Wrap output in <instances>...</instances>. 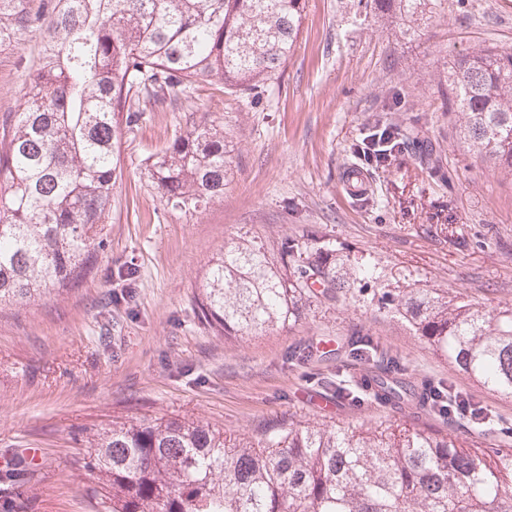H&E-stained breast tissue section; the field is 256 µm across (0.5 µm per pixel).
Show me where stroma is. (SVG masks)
Returning <instances> with one entry per match:
<instances>
[{
	"label": "stroma",
	"mask_w": 512,
	"mask_h": 512,
	"mask_svg": "<svg viewBox=\"0 0 512 512\" xmlns=\"http://www.w3.org/2000/svg\"><path fill=\"white\" fill-rule=\"evenodd\" d=\"M477 42L512 48V0H439L414 35L358 0H305L298 43L260 101L203 87L172 106L144 102L119 143L118 206L92 274L0 311V512H96L83 437L131 419L186 418L238 440L308 422L420 429L472 452L512 450V400L382 301L417 283L487 311L512 306V180L458 142L443 108L449 66ZM39 52L36 36L0 49V119L22 110L18 61ZM205 117L224 124L234 176L223 198L185 213L165 205L145 160ZM378 124L411 145L382 167L356 152ZM351 165L366 183L356 200L342 189ZM239 238L273 259L288 241H330L377 278L306 302L297 324L227 336L197 300ZM363 336L377 352L360 359ZM376 382L396 400L374 399ZM442 383L478 402L484 422L429 410L425 392Z\"/></svg>",
	"instance_id": "35a3bbf8"
}]
</instances>
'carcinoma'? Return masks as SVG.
<instances>
[{
    "label": "carcinoma",
    "mask_w": 512,
    "mask_h": 512,
    "mask_svg": "<svg viewBox=\"0 0 512 512\" xmlns=\"http://www.w3.org/2000/svg\"><path fill=\"white\" fill-rule=\"evenodd\" d=\"M305 0H0V34L41 39L26 103L0 135V307L78 284L117 208L121 130L140 101L174 104L198 84L260 99L300 33ZM436 0H385L415 31ZM448 111L481 158L512 175V50L474 44L448 70ZM224 126L192 123L154 156L152 184L175 208L224 196ZM296 259L286 274L288 259ZM368 275L329 244L282 246L280 263L242 239L208 268L201 317L226 335L300 318ZM394 314L484 388L512 399V306L489 312L435 288H406ZM454 397L434 387L431 407ZM101 512H512V451L471 454L426 430L385 434L290 425L231 442L179 418L114 422L86 437Z\"/></svg>",
    "instance_id": "1"
}]
</instances>
